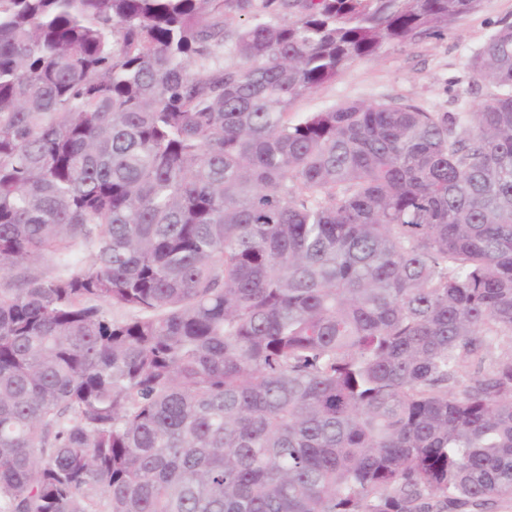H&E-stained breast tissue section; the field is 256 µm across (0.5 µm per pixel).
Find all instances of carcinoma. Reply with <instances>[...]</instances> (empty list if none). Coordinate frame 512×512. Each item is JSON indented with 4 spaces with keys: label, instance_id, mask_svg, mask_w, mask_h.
Wrapping results in <instances>:
<instances>
[{
    "label": "carcinoma",
    "instance_id": "carcinoma-1",
    "mask_svg": "<svg viewBox=\"0 0 512 512\" xmlns=\"http://www.w3.org/2000/svg\"><path fill=\"white\" fill-rule=\"evenodd\" d=\"M479 3L0 0V512L512 507V24L292 112ZM504 20L512 22V0H481L475 13L450 25L447 36L406 48L387 46L376 58L355 61L336 80L299 100L293 112L301 116L347 102L390 99L436 112L471 111L489 90L474 82L468 59Z\"/></svg>",
    "mask_w": 512,
    "mask_h": 512
}]
</instances>
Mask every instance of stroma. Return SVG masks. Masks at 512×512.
<instances>
[{
  "label": "stroma",
  "mask_w": 512,
  "mask_h": 512,
  "mask_svg": "<svg viewBox=\"0 0 512 512\" xmlns=\"http://www.w3.org/2000/svg\"><path fill=\"white\" fill-rule=\"evenodd\" d=\"M512 22V0H481L478 10L450 25L447 36L402 48L385 47L380 56L358 60L312 96L299 100L297 114L353 101L402 99L436 112L470 111L487 87L474 82L467 62L501 21Z\"/></svg>",
  "instance_id": "stroma-1"
}]
</instances>
